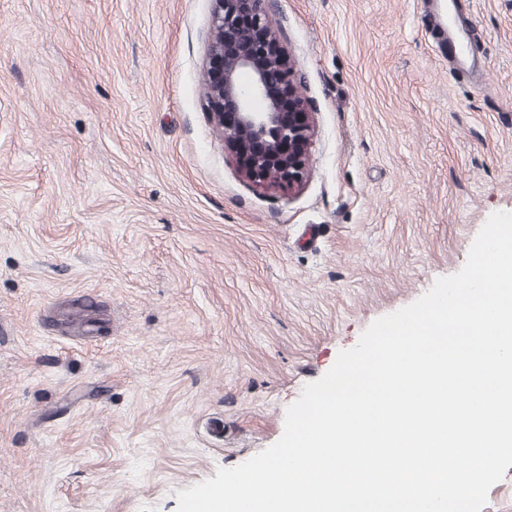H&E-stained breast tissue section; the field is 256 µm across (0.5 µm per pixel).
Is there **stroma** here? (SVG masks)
Returning <instances> with one entry per match:
<instances>
[{
	"instance_id": "1",
	"label": "stroma",
	"mask_w": 512,
	"mask_h": 512,
	"mask_svg": "<svg viewBox=\"0 0 512 512\" xmlns=\"http://www.w3.org/2000/svg\"><path fill=\"white\" fill-rule=\"evenodd\" d=\"M457 75L422 0H268L310 174L204 108L212 0H0V512H177L512 213V0Z\"/></svg>"
}]
</instances>
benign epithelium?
<instances>
[{"label": "benign epithelium", "instance_id": "obj_1", "mask_svg": "<svg viewBox=\"0 0 512 512\" xmlns=\"http://www.w3.org/2000/svg\"><path fill=\"white\" fill-rule=\"evenodd\" d=\"M205 104L239 175L261 189L308 176L315 126L296 63L280 44L266 0H212Z\"/></svg>", "mask_w": 512, "mask_h": 512}]
</instances>
